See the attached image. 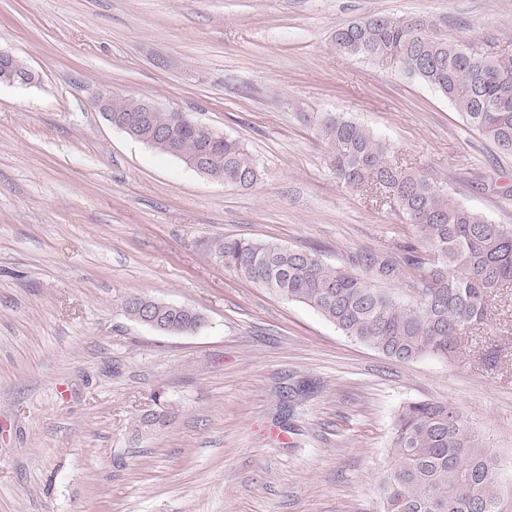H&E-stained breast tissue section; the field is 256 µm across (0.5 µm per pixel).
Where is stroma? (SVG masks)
I'll return each instance as SVG.
<instances>
[{
  "label": "stroma",
  "instance_id": "1",
  "mask_svg": "<svg viewBox=\"0 0 512 512\" xmlns=\"http://www.w3.org/2000/svg\"><path fill=\"white\" fill-rule=\"evenodd\" d=\"M373 14L512 51V0H0V47L39 76L0 85V512H376L411 401L450 404L512 466V288L451 359L403 364L209 251L275 240L367 278V255L431 258L381 194L336 178L324 113L512 225V154L401 65L337 51L336 28ZM105 89L242 141L257 182L113 127ZM133 294L208 327L136 324ZM174 307V308H173ZM169 304L139 294L128 296L123 302L125 315L133 322L141 324V311L151 309L154 317L158 318L162 330L167 335H189L201 333L207 326V320L193 308L176 309Z\"/></svg>",
  "mask_w": 512,
  "mask_h": 512
}]
</instances>
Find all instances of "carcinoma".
Masks as SVG:
<instances>
[{"instance_id": "obj_1", "label": "carcinoma", "mask_w": 512, "mask_h": 512, "mask_svg": "<svg viewBox=\"0 0 512 512\" xmlns=\"http://www.w3.org/2000/svg\"><path fill=\"white\" fill-rule=\"evenodd\" d=\"M334 42L339 51L368 59L397 52L401 66L448 97L470 128L512 152V55L500 57L488 43L443 39L419 18L381 14L337 28ZM139 102L113 97L112 119L137 117L134 133L182 162L212 148L205 176L227 187L256 183L257 167L241 141L226 137L212 146L207 133L173 124L170 112L136 111ZM317 129L336 177L384 192L429 243V261L404 258L421 271L412 301L316 252L273 240L215 238L211 254L256 287L311 307L344 336L390 359L451 358L463 337L491 320L500 290L512 286V225L487 221L431 176L389 160L386 143L358 123L327 114ZM147 308L163 334H198L207 326L193 308L176 309L139 294L123 302L125 315L137 324ZM390 454L379 481L378 512H512V478L500 476L491 449L447 403L400 407Z\"/></svg>"}]
</instances>
